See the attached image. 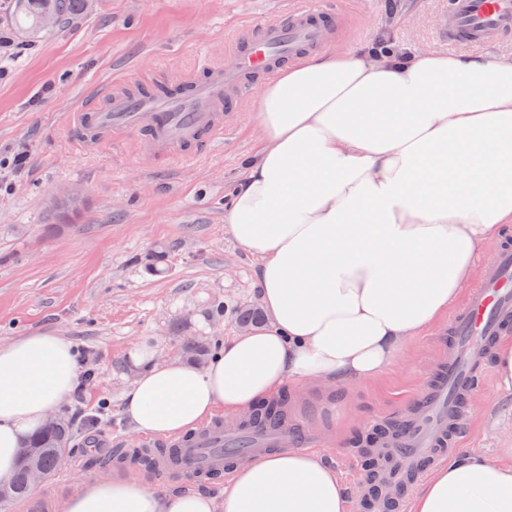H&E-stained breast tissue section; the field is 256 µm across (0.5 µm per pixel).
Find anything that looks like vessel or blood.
<instances>
[{
  "label": "vessel or blood",
  "instance_id": "b4317fda",
  "mask_svg": "<svg viewBox=\"0 0 512 512\" xmlns=\"http://www.w3.org/2000/svg\"><path fill=\"white\" fill-rule=\"evenodd\" d=\"M334 27L315 0H295L288 15L272 23L240 26L232 36L227 64H208L201 79L164 91L137 93L112 89L107 104L89 106L76 115L79 138L107 131L142 135L151 156L187 157L205 139L229 126L236 97L249 81L271 74L304 51L324 45ZM512 30V0H451L444 34L478 47ZM512 325V243L494 248V259L478 287L451 319L448 354L418 395L409 399L397 423L380 432L383 502L402 512L411 489L428 470L448 457L459 426L471 413L474 378L492 345ZM250 447H237L241 437ZM313 430L292 421L244 418L225 426L221 419L168 440L164 454L153 459L160 476L197 481L231 477L246 459L274 451L305 449Z\"/></svg>",
  "mask_w": 512,
  "mask_h": 512
}]
</instances>
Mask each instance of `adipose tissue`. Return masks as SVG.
Instances as JSON below:
<instances>
[{
    "instance_id": "1",
    "label": "adipose tissue",
    "mask_w": 512,
    "mask_h": 512,
    "mask_svg": "<svg viewBox=\"0 0 512 512\" xmlns=\"http://www.w3.org/2000/svg\"><path fill=\"white\" fill-rule=\"evenodd\" d=\"M262 146L224 205L257 258L266 325L204 366L151 363L125 394L133 429L174 436L240 416L285 386L370 380L453 308L512 226V60L484 51L306 53L255 102ZM78 376L66 337L0 344V480ZM411 512H512V462L437 467ZM64 512H348L336 471L281 451L238 467L222 498L94 478Z\"/></svg>"
}]
</instances>
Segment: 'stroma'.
Wrapping results in <instances>:
<instances>
[{"mask_svg": "<svg viewBox=\"0 0 512 512\" xmlns=\"http://www.w3.org/2000/svg\"><path fill=\"white\" fill-rule=\"evenodd\" d=\"M290 0H94L79 22L30 42L9 21L0 0V153L19 149L20 173L0 172V342L34 331L69 338L81 357L86 388L70 393L57 415L71 422L67 465L42 483L33 501L64 505L83 481L102 476L100 461L141 442L123 414L138 368L137 345L158 361H189L182 345L218 350L241 333L239 314L261 309L256 260L228 233L224 203L245 158L261 144L249 91L215 146L185 162L141 153L126 133L82 144L71 114L87 90L119 81L127 87L163 85L220 62L231 28L272 20ZM343 17L330 48L354 51L389 37L407 50L468 52L439 28L448 0H325ZM76 190L80 210L59 193ZM448 341V322L414 339L378 378L351 386H289L288 415L309 422L357 503L365 469L345 459L366 456L364 431L391 421L432 373ZM461 446L492 456L512 448V390L495 374L472 395V416Z\"/></svg>", "mask_w": 512, "mask_h": 512, "instance_id": "1", "label": "stroma"}]
</instances>
